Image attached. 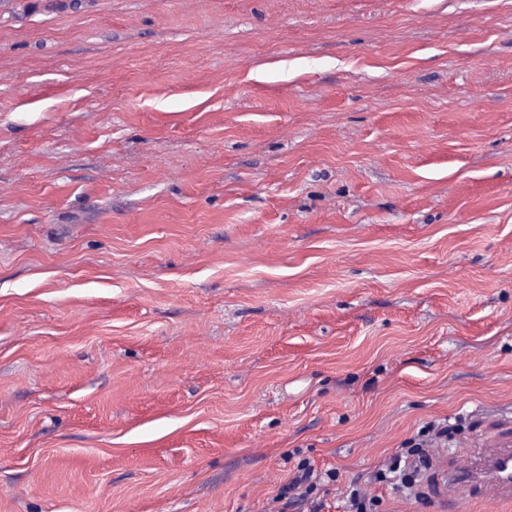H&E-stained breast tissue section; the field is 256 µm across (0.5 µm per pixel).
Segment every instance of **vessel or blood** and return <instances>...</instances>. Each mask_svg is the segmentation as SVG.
<instances>
[{"label":"vessel or blood","mask_w":512,"mask_h":512,"mask_svg":"<svg viewBox=\"0 0 512 512\" xmlns=\"http://www.w3.org/2000/svg\"><path fill=\"white\" fill-rule=\"evenodd\" d=\"M483 465L468 461L465 466L449 469L443 487L447 503L475 495L512 501V477L505 474L501 465L512 460V434H504L490 443Z\"/></svg>","instance_id":"vessel-or-blood-1"}]
</instances>
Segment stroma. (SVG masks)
<instances>
[{
  "label": "stroma",
  "mask_w": 512,
  "mask_h": 512,
  "mask_svg": "<svg viewBox=\"0 0 512 512\" xmlns=\"http://www.w3.org/2000/svg\"><path fill=\"white\" fill-rule=\"evenodd\" d=\"M512 432V0H0V512H444ZM322 472L318 473L315 468L310 465L301 464L297 466V472L288 483L287 489L296 490L304 487V491L297 494L298 496L305 497L307 494L318 485L322 479ZM310 494V493H309ZM372 484V481H368L363 484L354 483L347 487L344 497L350 509L348 512H371L368 510L379 502L378 497L368 489Z\"/></svg>",
  "instance_id": "35a3bbf8"
}]
</instances>
